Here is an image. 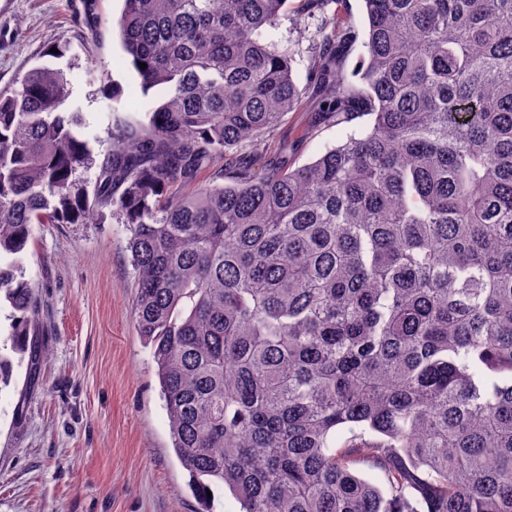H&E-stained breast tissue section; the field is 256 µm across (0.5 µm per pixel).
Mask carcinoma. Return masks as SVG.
Segmentation results:
<instances>
[{
    "instance_id": "carcinoma-1",
    "label": "carcinoma",
    "mask_w": 512,
    "mask_h": 512,
    "mask_svg": "<svg viewBox=\"0 0 512 512\" xmlns=\"http://www.w3.org/2000/svg\"><path fill=\"white\" fill-rule=\"evenodd\" d=\"M288 2L123 0L140 91L162 97L100 159L61 111L63 69L0 93L6 341L38 364L33 226L110 208L201 500L512 512V0H362L361 32L340 0H295L325 20L302 90L294 46L264 41ZM305 105L371 124L303 166L265 163Z\"/></svg>"
}]
</instances>
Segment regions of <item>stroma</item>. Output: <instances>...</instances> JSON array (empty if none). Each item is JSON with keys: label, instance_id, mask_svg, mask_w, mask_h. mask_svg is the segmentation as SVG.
I'll return each mask as SVG.
<instances>
[{"label": "stroma", "instance_id": "1", "mask_svg": "<svg viewBox=\"0 0 512 512\" xmlns=\"http://www.w3.org/2000/svg\"><path fill=\"white\" fill-rule=\"evenodd\" d=\"M81 0H0V92L40 64L56 45L68 72L65 111L94 152L110 149L115 120L144 121L155 96H141L123 50L122 0H99L104 38L87 48L73 18ZM321 17L281 20L269 38L293 43V70L304 79ZM108 82H101V74ZM368 117L336 125L304 110L271 133L269 153L295 145L293 166L315 159ZM121 213L104 210L85 224H38L24 259L37 290L44 359L13 362L0 387V512H199L189 476L172 446L150 347L131 315L135 274Z\"/></svg>", "mask_w": 512, "mask_h": 512}]
</instances>
